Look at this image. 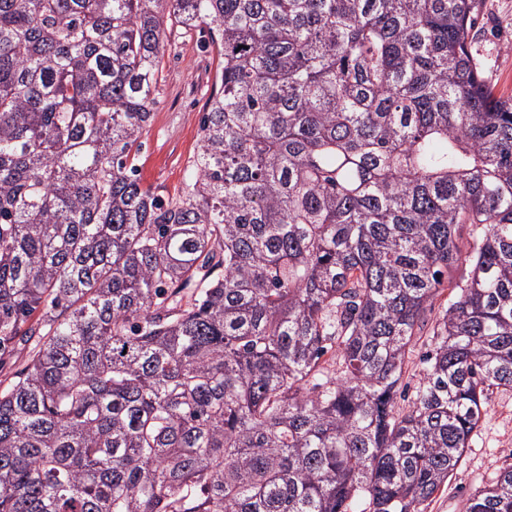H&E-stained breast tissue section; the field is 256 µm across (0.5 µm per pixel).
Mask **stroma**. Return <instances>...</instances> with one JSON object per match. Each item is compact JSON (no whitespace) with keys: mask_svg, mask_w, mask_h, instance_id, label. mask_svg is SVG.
Returning <instances> with one entry per match:
<instances>
[{"mask_svg":"<svg viewBox=\"0 0 512 512\" xmlns=\"http://www.w3.org/2000/svg\"><path fill=\"white\" fill-rule=\"evenodd\" d=\"M198 30L171 28L155 92L153 119L142 137L145 184L178 195L199 146V124L217 73V57ZM470 52L494 93L512 97V0H481ZM449 293L439 294L426 314L409 356L403 382L413 398L425 373L424 355L433 348V327ZM512 464V391L494 390L459 468L428 503L426 512H465L475 490L494 482Z\"/></svg>","mask_w":512,"mask_h":512,"instance_id":"1","label":"stroma"}]
</instances>
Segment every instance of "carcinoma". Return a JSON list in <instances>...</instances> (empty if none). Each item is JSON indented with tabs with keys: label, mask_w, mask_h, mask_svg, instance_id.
<instances>
[{
	"label": "carcinoma",
	"mask_w": 512,
	"mask_h": 512,
	"mask_svg": "<svg viewBox=\"0 0 512 512\" xmlns=\"http://www.w3.org/2000/svg\"><path fill=\"white\" fill-rule=\"evenodd\" d=\"M477 8L0 0V512H424L512 389ZM169 24L220 57L177 197L139 159ZM466 512H512V466ZM451 296L450 290L446 289L434 299L432 310L428 311L426 314L423 329L415 338L416 344L409 355L403 377V383L405 384V401L403 402V400L397 399V405L400 408L407 406V403L413 399L420 379L425 373L427 364L424 355L434 347V338L432 336L433 327L439 316V312L443 310V307L448 305V300Z\"/></svg>",
	"instance_id": "cac0c4a2"
}]
</instances>
